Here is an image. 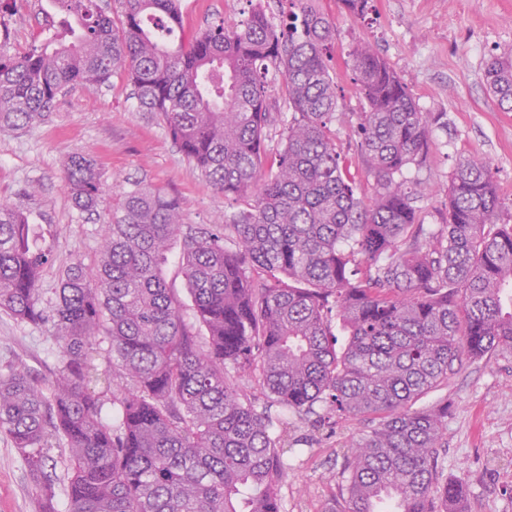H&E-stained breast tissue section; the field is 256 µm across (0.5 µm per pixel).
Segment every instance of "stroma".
<instances>
[{"label":"stroma","mask_w":512,"mask_h":512,"mask_svg":"<svg viewBox=\"0 0 512 512\" xmlns=\"http://www.w3.org/2000/svg\"><path fill=\"white\" fill-rule=\"evenodd\" d=\"M336 26L329 65L336 73L340 117L332 123L336 148L360 182L361 196L374 192L353 129L365 103L348 65L352 50L376 44L424 111L439 115L433 154L410 177L425 221L443 223L446 191L459 160L489 162L512 224V111L489 91L485 71L496 57L512 58V0H370L367 14L342 9L339 0H318ZM181 35L190 38L215 18L249 9L248 0H182ZM54 13L50 0H23L10 18L0 51L19 54L40 44L41 30ZM83 153L102 172L96 211L73 208L61 178L64 160ZM142 182L175 196L188 224L220 225L240 208L234 197L215 191L173 143L164 123L139 111L125 76L103 85H76L61 96L44 120L0 132V203L19 206L48 231L45 244L53 265L42 286H57L62 266L92 263L103 227L131 184ZM59 351L44 327L0 314V372L27 371L39 382L51 379ZM447 403L446 446L440 459L449 480L466 491V512H512V354L466 366L447 387L428 398ZM363 422L340 421L317 427L314 418H290L281 433V452L290 469L279 482L283 512H323L337 489L345 445ZM39 491L10 439L0 433V512H40Z\"/></svg>","instance_id":"1"}]
</instances>
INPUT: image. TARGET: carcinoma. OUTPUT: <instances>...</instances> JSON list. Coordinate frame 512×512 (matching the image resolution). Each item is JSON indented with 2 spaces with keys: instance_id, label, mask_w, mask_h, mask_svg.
<instances>
[{
  "instance_id": "cac0c4a2",
  "label": "carcinoma",
  "mask_w": 512,
  "mask_h": 512,
  "mask_svg": "<svg viewBox=\"0 0 512 512\" xmlns=\"http://www.w3.org/2000/svg\"><path fill=\"white\" fill-rule=\"evenodd\" d=\"M61 36L0 53V131L39 122L74 84L128 77L138 109L164 122L217 191L254 203L224 227L183 222L177 198L135 183L104 226L96 262H73L44 299L51 265L43 227L0 205V310L48 325L60 350L46 383L0 375V432L56 512L51 439L65 444L67 512H282L286 468L276 405L335 426L369 423L349 444L326 512H371L381 494L401 512L456 501L439 448L448 404L417 403L466 364L512 354V224L489 164L465 158L448 186V223L424 228L412 168L427 166L437 117L420 109L377 48L351 54L366 103L357 127L375 182L359 196L330 124L338 112L327 64L335 25L314 0H289L288 21L260 8L176 40L181 0H52ZM490 92L512 111V60L494 58ZM282 79L288 116L276 121L269 84ZM73 206L92 212L102 173L68 156ZM191 300L163 268L173 244ZM340 323L344 342L333 324ZM120 378L118 421L90 389L100 365ZM255 378L267 403L229 383Z\"/></svg>"
}]
</instances>
